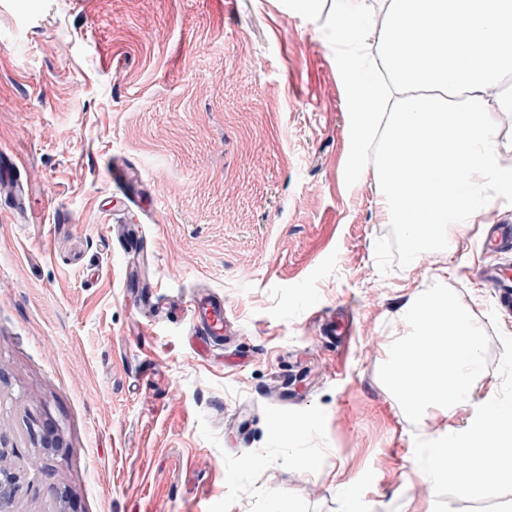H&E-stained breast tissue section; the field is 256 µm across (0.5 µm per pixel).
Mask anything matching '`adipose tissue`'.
I'll return each mask as SVG.
<instances>
[{
  "mask_svg": "<svg viewBox=\"0 0 512 512\" xmlns=\"http://www.w3.org/2000/svg\"><path fill=\"white\" fill-rule=\"evenodd\" d=\"M336 27L368 71L348 81L354 167L381 141V206L407 256L512 190V0H336Z\"/></svg>",
  "mask_w": 512,
  "mask_h": 512,
  "instance_id": "ef3b65f1",
  "label": "adipose tissue"
}]
</instances>
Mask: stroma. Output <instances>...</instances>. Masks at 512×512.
Here are the masks:
<instances>
[{
    "label": "stroma",
    "mask_w": 512,
    "mask_h": 512,
    "mask_svg": "<svg viewBox=\"0 0 512 512\" xmlns=\"http://www.w3.org/2000/svg\"><path fill=\"white\" fill-rule=\"evenodd\" d=\"M336 0H0V440L13 512H433L411 423L378 369L441 281L490 336L494 397L512 313H494L476 227L419 263L355 168ZM140 171L122 204L111 163ZM447 277H440V268ZM199 293L223 341L188 333ZM352 321L347 341L330 317ZM297 432L288 433V424ZM316 459L306 468L302 459Z\"/></svg>",
    "instance_id": "obj_1"
}]
</instances>
